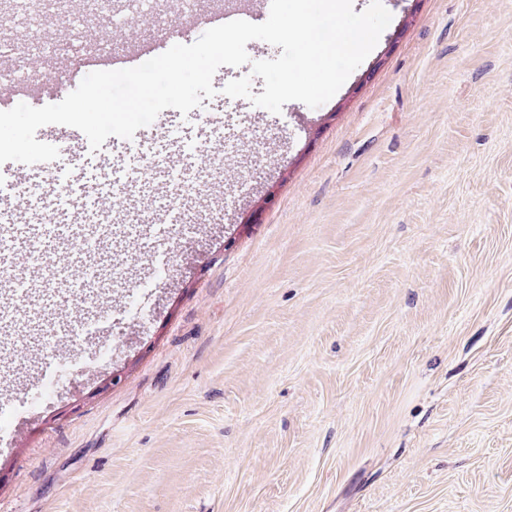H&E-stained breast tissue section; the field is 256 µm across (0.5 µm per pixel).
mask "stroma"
Masks as SVG:
<instances>
[{
    "label": "stroma",
    "instance_id": "1",
    "mask_svg": "<svg viewBox=\"0 0 512 512\" xmlns=\"http://www.w3.org/2000/svg\"><path fill=\"white\" fill-rule=\"evenodd\" d=\"M392 21L337 93L275 117L208 175V198L172 196L157 168L168 122L140 162L104 143L78 170L86 207L109 172L154 168L158 198L128 204L170 237L93 243L125 293L161 261L171 277L124 315L111 363L79 374L0 438V512H512V0H383ZM108 14L50 20L24 46L47 80L134 67L90 46ZM209 28L158 0L133 34L169 48ZM111 333L72 295L56 335ZM67 345L21 351L0 396Z\"/></svg>",
    "mask_w": 512,
    "mask_h": 512
}]
</instances>
